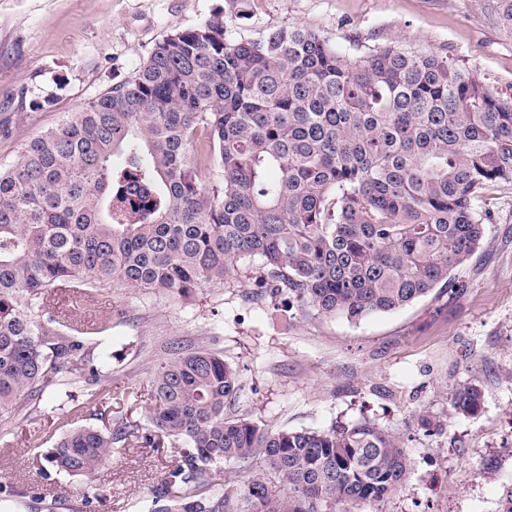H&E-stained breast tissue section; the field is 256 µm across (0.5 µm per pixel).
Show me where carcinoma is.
Returning <instances> with one entry per match:
<instances>
[{
  "instance_id": "obj_1",
  "label": "carcinoma",
  "mask_w": 512,
  "mask_h": 512,
  "mask_svg": "<svg viewBox=\"0 0 512 512\" xmlns=\"http://www.w3.org/2000/svg\"><path fill=\"white\" fill-rule=\"evenodd\" d=\"M496 14L512 28V0ZM510 183L512 96L446 55L349 58L310 28L238 38L221 18L171 33L0 169V435L32 401L105 380L80 340L99 327L56 307L62 285L85 306L247 278L285 313L358 320L456 287L484 240L477 202ZM149 382L141 444L175 453L151 512H339L408 479L402 439L370 421L269 430L235 413L242 375L221 352L178 350ZM481 403L472 382L450 392L456 413ZM133 436L122 417L71 426L33 465L86 476ZM219 464L241 482H215Z\"/></svg>"
}]
</instances>
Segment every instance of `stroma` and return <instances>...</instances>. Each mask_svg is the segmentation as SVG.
<instances>
[{
    "label": "stroma",
    "mask_w": 512,
    "mask_h": 512,
    "mask_svg": "<svg viewBox=\"0 0 512 512\" xmlns=\"http://www.w3.org/2000/svg\"><path fill=\"white\" fill-rule=\"evenodd\" d=\"M494 0H0V165L107 88L135 75L164 36L223 17L235 36L287 26L326 34L346 56L397 42L433 49L512 95V32ZM488 214L482 248L453 270L456 288L403 309L350 321L291 319L253 281L207 288L184 300L150 290H102L86 336L107 371L99 397L72 386L74 409L31 404L0 438V487L39 497V512H151L169 448L131 443L91 477L44 480L34 458L64 425L108 426L123 415L145 424L149 374L175 349L223 351L243 377L236 403L269 429L324 428L363 418L399 433L410 463L406 485L382 512H499L512 481V184L479 202ZM483 393L474 415L453 413L460 382ZM424 415L443 417L436 435Z\"/></svg>",
    "instance_id": "1"
}]
</instances>
